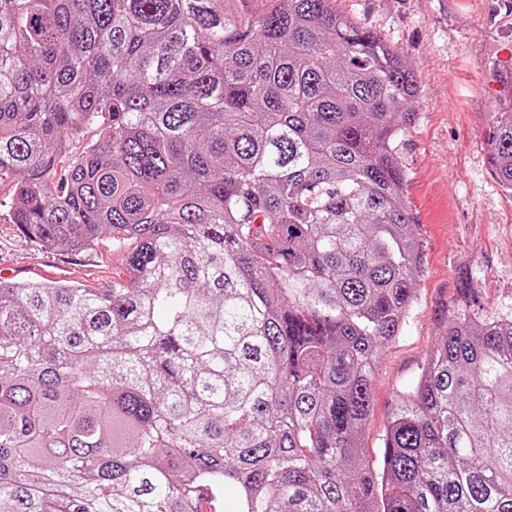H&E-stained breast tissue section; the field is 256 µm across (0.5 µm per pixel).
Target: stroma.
<instances>
[{
	"label": "stroma",
	"instance_id": "35a3bbf8",
	"mask_svg": "<svg viewBox=\"0 0 512 512\" xmlns=\"http://www.w3.org/2000/svg\"><path fill=\"white\" fill-rule=\"evenodd\" d=\"M337 7L403 52L421 86L419 119L397 150L423 244V274L409 321L383 348L372 378L365 446L376 460L395 394L441 339V313L455 307L464 279L479 290L468 314L512 317V200L488 163L492 113L504 91L493 65L512 67V0H338ZM117 266L108 247L47 250L0 220V276L7 281L100 288Z\"/></svg>",
	"mask_w": 512,
	"mask_h": 512
}]
</instances>
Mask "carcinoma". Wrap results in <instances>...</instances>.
<instances>
[{"label": "carcinoma", "mask_w": 512, "mask_h": 512, "mask_svg": "<svg viewBox=\"0 0 512 512\" xmlns=\"http://www.w3.org/2000/svg\"><path fill=\"white\" fill-rule=\"evenodd\" d=\"M241 2L0 0V214L122 265L0 281V512H512V318L448 324L365 452L423 272L412 63ZM489 163L512 195V98Z\"/></svg>", "instance_id": "cac0c4a2"}]
</instances>
